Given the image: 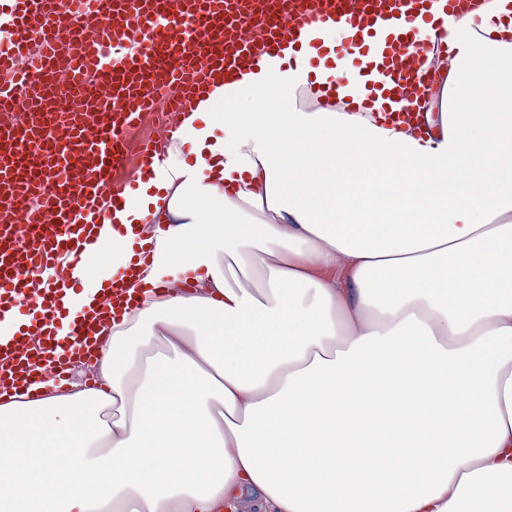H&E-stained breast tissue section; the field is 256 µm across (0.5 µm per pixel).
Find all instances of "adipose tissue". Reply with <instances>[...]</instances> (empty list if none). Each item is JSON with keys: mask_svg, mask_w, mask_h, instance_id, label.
I'll return each mask as SVG.
<instances>
[{"mask_svg": "<svg viewBox=\"0 0 512 512\" xmlns=\"http://www.w3.org/2000/svg\"><path fill=\"white\" fill-rule=\"evenodd\" d=\"M424 38L423 135L275 54L193 100L94 383L0 397V512H512V0Z\"/></svg>", "mask_w": 512, "mask_h": 512, "instance_id": "adipose-tissue-1", "label": "adipose tissue"}]
</instances>
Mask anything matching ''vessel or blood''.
I'll return each mask as SVG.
<instances>
[{"label":"vessel or blood","instance_id":"obj_1","mask_svg":"<svg viewBox=\"0 0 512 512\" xmlns=\"http://www.w3.org/2000/svg\"><path fill=\"white\" fill-rule=\"evenodd\" d=\"M471 0H0V391L25 390L36 370L65 378L98 352L138 275L113 277L98 305L73 311L75 274L101 237L104 207L125 204L112 174L135 158L151 177L155 141L130 152L127 133L165 101L176 115L216 79L292 48L311 63L336 54L349 70L380 69L373 92L418 80L421 33L442 30ZM344 24L336 51L316 36ZM60 73L52 111L6 117L43 76Z\"/></svg>","mask_w":512,"mask_h":512}]
</instances>
